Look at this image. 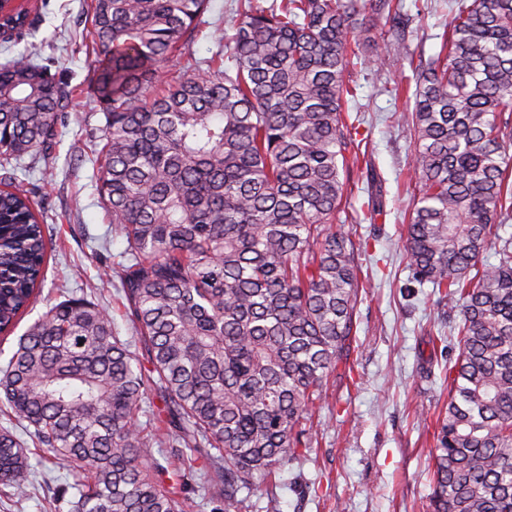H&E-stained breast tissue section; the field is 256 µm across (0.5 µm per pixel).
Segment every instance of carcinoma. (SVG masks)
Here are the masks:
<instances>
[{
    "label": "carcinoma",
    "mask_w": 512,
    "mask_h": 512,
    "mask_svg": "<svg viewBox=\"0 0 512 512\" xmlns=\"http://www.w3.org/2000/svg\"><path fill=\"white\" fill-rule=\"evenodd\" d=\"M209 0H94L93 77L103 104L104 206L142 365L84 298L51 305L0 367V404L74 482L68 512H188L181 488L143 461L147 391L188 470H206L241 512L272 472L310 450L328 377L349 366L364 283L358 243L334 230L366 137L348 120L370 28L395 30L402 0H238L230 65L158 80L189 49ZM441 51L409 60L384 92L410 153L404 251L418 284L459 309L438 420L432 512H512V0H448ZM67 85L24 56L0 68V335L40 293L45 227L14 177L57 142ZM494 250L497 263L483 254ZM30 465L0 428V486L28 495Z\"/></svg>",
    "instance_id": "cac0c4a2"
}]
</instances>
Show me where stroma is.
Here are the masks:
<instances>
[{
	"mask_svg": "<svg viewBox=\"0 0 512 512\" xmlns=\"http://www.w3.org/2000/svg\"><path fill=\"white\" fill-rule=\"evenodd\" d=\"M91 4L26 0L31 32L0 40V65L28 53L71 90L59 143L23 163L21 178L34 191L48 247L45 281L26 319L34 321L66 298H86L109 313L117 336L142 358L146 352L136 342L120 281L102 274L103 267L121 262L126 244L103 206L98 165L87 149L103 110L93 86ZM404 4L409 52L437 54L446 0H432L425 16L413 0ZM408 69L407 60L384 53L352 74L370 166L350 179L341 218L344 231L370 243L355 260L371 283L356 305L353 378H329L311 449L278 471L258 512H428L434 424L448 403L458 313L431 284L413 282L400 240L410 147L395 116L411 107L391 100L383 88ZM374 204L380 212L373 220L351 223V215ZM1 425L28 447L31 470L28 496L0 493V512H43L45 501L72 478L33 444L25 423L1 410Z\"/></svg>",
	"mask_w": 512,
	"mask_h": 512,
	"instance_id": "stroma-1",
	"label": "stroma"
}]
</instances>
